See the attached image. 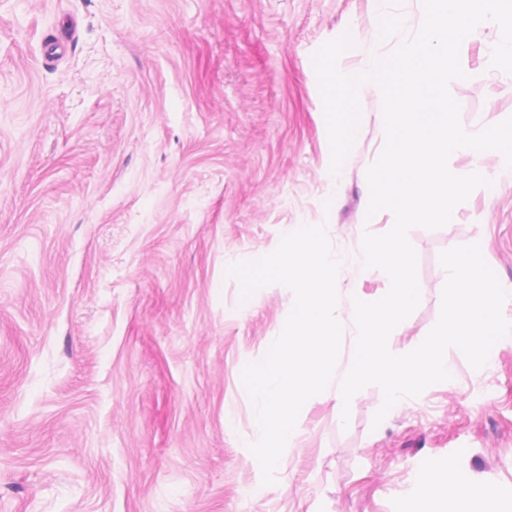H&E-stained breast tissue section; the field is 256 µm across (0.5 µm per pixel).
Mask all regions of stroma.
Segmentation results:
<instances>
[{
    "mask_svg": "<svg viewBox=\"0 0 512 512\" xmlns=\"http://www.w3.org/2000/svg\"><path fill=\"white\" fill-rule=\"evenodd\" d=\"M0 0V512H426L449 474L512 512V335L473 369L395 405L375 386L336 416L312 397L273 484L248 444L255 409L241 372L281 333L294 296L249 300L231 262L325 225L342 259L337 363L353 359L368 167L385 143L378 87L338 175L313 54L350 33L354 75L413 35L421 0ZM65 43L59 60L47 39ZM497 24L460 47L450 93L465 129L512 116V74L490 65ZM438 229L412 228L420 303L391 333L417 347L438 320L442 251L479 244L512 294V170L499 152Z\"/></svg>",
    "mask_w": 512,
    "mask_h": 512,
    "instance_id": "obj_1",
    "label": "stroma"
}]
</instances>
